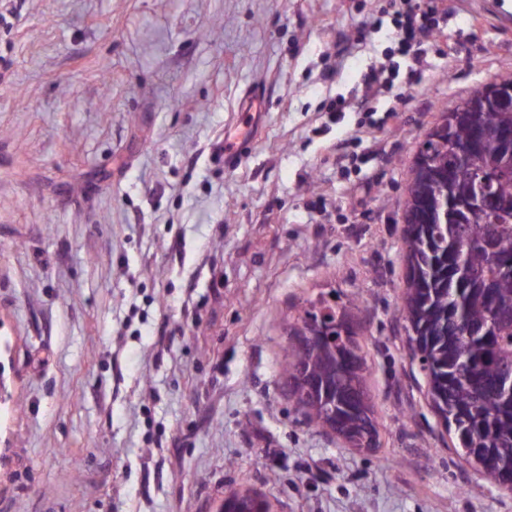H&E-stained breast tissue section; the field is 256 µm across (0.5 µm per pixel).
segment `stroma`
<instances>
[{"label":"stroma","mask_w":512,"mask_h":512,"mask_svg":"<svg viewBox=\"0 0 512 512\" xmlns=\"http://www.w3.org/2000/svg\"><path fill=\"white\" fill-rule=\"evenodd\" d=\"M436 4L421 88L361 131L331 107L396 47L381 0H0V512H512L400 308L419 146L512 77V0ZM322 294L362 325L370 450L284 388ZM510 103L512 104V80L502 78L489 82L458 105L456 109L443 115L432 130L443 133L448 127L455 125L465 113Z\"/></svg>","instance_id":"35a3bbf8"}]
</instances>
